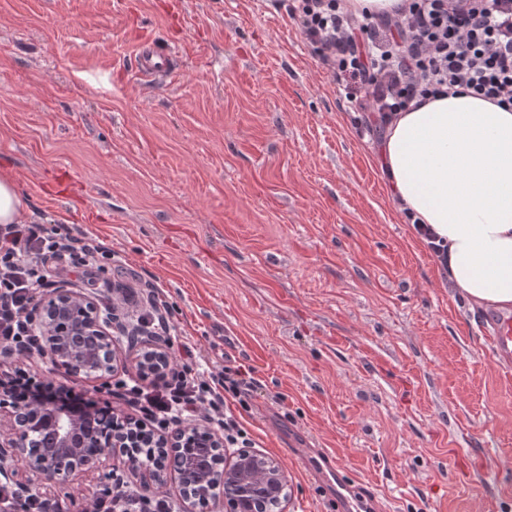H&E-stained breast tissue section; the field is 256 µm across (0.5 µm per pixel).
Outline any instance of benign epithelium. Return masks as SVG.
Returning <instances> with one entry per match:
<instances>
[{
    "label": "benign epithelium",
    "mask_w": 512,
    "mask_h": 512,
    "mask_svg": "<svg viewBox=\"0 0 512 512\" xmlns=\"http://www.w3.org/2000/svg\"><path fill=\"white\" fill-rule=\"evenodd\" d=\"M42 345L40 358L75 378L106 380L126 358L146 371L141 358L123 347L125 332L114 310L104 311L97 299L68 281L48 288L29 308ZM154 355L153 372L170 366L162 339L139 333ZM45 395L25 402L11 398L0 381V482L14 481L23 468L34 476L21 491L33 493L46 484H68L85 469L117 460L140 477L135 492L160 489L173 482L178 496L175 512H194L202 503L212 512H241L258 500L257 512H288L291 493L280 463L251 448L224 447V431L201 417L176 421L160 431L146 429L140 419L107 409L124 424L120 429L94 432L102 408L88 399L79 409L59 402L53 382ZM152 449V465L142 464L143 449Z\"/></svg>",
    "instance_id": "7a95c632"
}]
</instances>
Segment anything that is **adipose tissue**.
<instances>
[{
  "mask_svg": "<svg viewBox=\"0 0 512 512\" xmlns=\"http://www.w3.org/2000/svg\"><path fill=\"white\" fill-rule=\"evenodd\" d=\"M394 200L446 247L471 302L512 310V110L467 91L397 113L379 152Z\"/></svg>",
  "mask_w": 512,
  "mask_h": 512,
  "instance_id": "1",
  "label": "adipose tissue"
}]
</instances>
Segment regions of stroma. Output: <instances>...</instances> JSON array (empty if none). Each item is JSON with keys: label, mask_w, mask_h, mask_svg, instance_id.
<instances>
[{"label": "stroma", "mask_w": 512, "mask_h": 512, "mask_svg": "<svg viewBox=\"0 0 512 512\" xmlns=\"http://www.w3.org/2000/svg\"><path fill=\"white\" fill-rule=\"evenodd\" d=\"M292 6L0 0V172L27 217L111 250L113 298L160 289L201 369L251 373L227 404L288 512H331L305 448L380 512H512V373ZM143 36L176 55L161 83L136 70ZM112 468L40 494L85 512Z\"/></svg>", "instance_id": "obj_1"}]
</instances>
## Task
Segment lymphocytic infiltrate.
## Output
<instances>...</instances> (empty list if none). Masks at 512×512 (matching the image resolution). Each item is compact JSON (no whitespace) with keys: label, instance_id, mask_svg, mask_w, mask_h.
Segmentation results:
<instances>
[{"label":"lymphocytic infiltrate","instance_id":"obj_1","mask_svg":"<svg viewBox=\"0 0 512 512\" xmlns=\"http://www.w3.org/2000/svg\"><path fill=\"white\" fill-rule=\"evenodd\" d=\"M301 34L317 45L322 62L362 97L377 127L428 96L458 88L499 106L512 107V0H400L393 12L355 13L342 0H298L292 12ZM112 252L69 225H0V347L19 354L38 349L28 311L42 288L61 273L106 275ZM178 368L142 384L119 379L114 392L163 428L206 415L224 429L228 447L247 433L224 411L225 394L248 391L243 374L206 378L178 346ZM87 512H171L161 496L121 494L106 481Z\"/></svg>","mask_w":512,"mask_h":512}]
</instances>
